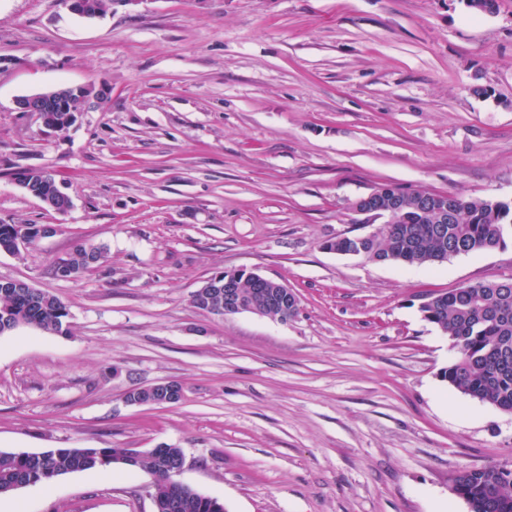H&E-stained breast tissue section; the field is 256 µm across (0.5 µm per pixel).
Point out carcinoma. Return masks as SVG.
Segmentation results:
<instances>
[{
    "mask_svg": "<svg viewBox=\"0 0 512 512\" xmlns=\"http://www.w3.org/2000/svg\"><path fill=\"white\" fill-rule=\"evenodd\" d=\"M23 189L42 197L54 211L70 207L55 179L36 169L19 172ZM406 199L395 224H382L366 241L364 257L408 265H433L451 255L491 251L506 245L512 230V205L497 200L461 197L463 205L448 212V194H435L433 206L422 207L412 192L397 186L382 187ZM104 258L101 246H81L68 258L82 272ZM420 312L450 341L454 360L440 377L472 399L512 413V280L478 283L448 293L423 296ZM68 309L54 293L21 282H0V332L34 327L46 333L63 332ZM124 454L118 448H52L28 455L0 451V495L18 485L47 484L75 472L105 471ZM183 457L180 448H158L134 463L154 476L151 496L159 512H224L223 503L202 502L191 490L173 485L170 474ZM452 490L466 501L470 512H512V469H463L451 479Z\"/></svg>",
    "mask_w": 512,
    "mask_h": 512,
    "instance_id": "1",
    "label": "carcinoma"
}]
</instances>
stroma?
Masks as SVG:
<instances>
[{
    "instance_id": "35a3bbf8",
    "label": "stroma",
    "mask_w": 512,
    "mask_h": 512,
    "mask_svg": "<svg viewBox=\"0 0 512 512\" xmlns=\"http://www.w3.org/2000/svg\"><path fill=\"white\" fill-rule=\"evenodd\" d=\"M0 0V224H52L0 280L57 295L67 331L0 335V450L179 448L226 512H469L465 468L512 465V414L441 381L450 343L420 297L512 279L503 248L433 266L325 250L375 229L357 199L406 190L512 202V0ZM107 83L52 131L18 98ZM52 171L48 209L17 183ZM104 259L76 278V245ZM291 288L285 322L198 310L212 276ZM177 381L180 401L128 404ZM143 469L0 497L22 512H154ZM18 175L23 178V189L29 195L36 194L42 197L51 206L49 209L57 212L70 207L69 198L59 191L61 188L59 185L57 187V183L51 174L46 177L36 169H26L19 172ZM104 258V248L101 246H80L68 258L72 267L82 272L89 270ZM67 259L60 260L56 265V275L61 279H73L77 275L69 267Z\"/></svg>"
}]
</instances>
